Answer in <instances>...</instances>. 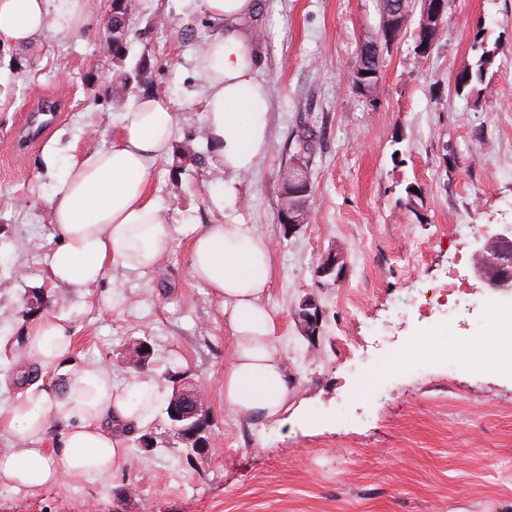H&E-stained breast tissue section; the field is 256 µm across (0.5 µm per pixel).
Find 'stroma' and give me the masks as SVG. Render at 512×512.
<instances>
[{
	"label": "stroma",
	"mask_w": 512,
	"mask_h": 512,
	"mask_svg": "<svg viewBox=\"0 0 512 512\" xmlns=\"http://www.w3.org/2000/svg\"><path fill=\"white\" fill-rule=\"evenodd\" d=\"M110 2L89 0L80 36L0 46V405L39 377L17 355L31 327L51 317L70 331L71 362L110 364L145 338L151 376L203 380L209 444L187 463L160 410L143 428L155 446L127 443L107 477L19 493L0 485V512H512V375L493 357L505 302L468 261L477 229L493 234L512 223V0H450L444 35L424 58L410 16L383 52L369 98L352 74L359 42L378 30L376 0H257L269 145L231 215L274 245L267 304L293 385L287 414L260 422L224 404L231 343L213 298L188 272L194 228L221 217L193 62L195 39L215 25L193 0H128L123 66L147 65L153 94L175 115L176 144L191 142L203 158L176 169L166 156L152 171L149 192L175 229L170 251L153 270H118L85 290L48 275L59 243L45 211L55 171L45 140L22 145L18 134L50 95L64 112L45 139L58 140L63 155L109 145L121 112L117 71L99 40ZM480 30L499 43L488 87L456 95L455 75ZM306 123L319 134L314 194L307 224L287 237L277 221L278 172ZM411 185L419 191L412 202ZM332 249L342 254L339 280L317 274ZM456 255L480 306L461 305L448 324L425 306L397 317L395 305L418 290L438 296ZM308 297L324 313L313 345L297 317ZM439 336L442 363L366 388L360 368H382L396 351L425 356Z\"/></svg>",
	"instance_id": "35a3bbf8"
}]
</instances>
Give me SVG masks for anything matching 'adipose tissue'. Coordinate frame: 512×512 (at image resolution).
Here are the masks:
<instances>
[{
	"label": "adipose tissue",
	"instance_id": "ef3b65f1",
	"mask_svg": "<svg viewBox=\"0 0 512 512\" xmlns=\"http://www.w3.org/2000/svg\"><path fill=\"white\" fill-rule=\"evenodd\" d=\"M216 25L195 69L205 83L202 110L211 163L224 175L213 204L221 210L243 203L239 178L265 155L269 96L259 78L256 0H195ZM88 0H0V44L22 48L49 34L80 35ZM177 135L175 115L162 98L131 103L120 131L105 149L60 158L55 144L44 156L59 165L49 198L50 222L60 238L48 258L56 285L84 289L111 277L113 269L145 272L170 250L174 229L163 208L147 195L153 164ZM273 248L257 225L212 222L193 234L188 271L215 300L232 339L224 369V402L235 413L262 421L288 410L292 385L273 337L266 304ZM72 339L52 318L26 336V355L50 369L49 380L28 383L0 406V431L20 440L0 450V483L38 490L70 478L108 475L126 454L125 431L145 426L164 393L147 374L117 381L111 366L64 363ZM64 423L52 448L38 447L50 418Z\"/></svg>",
	"mask_w": 512,
	"mask_h": 512
}]
</instances>
